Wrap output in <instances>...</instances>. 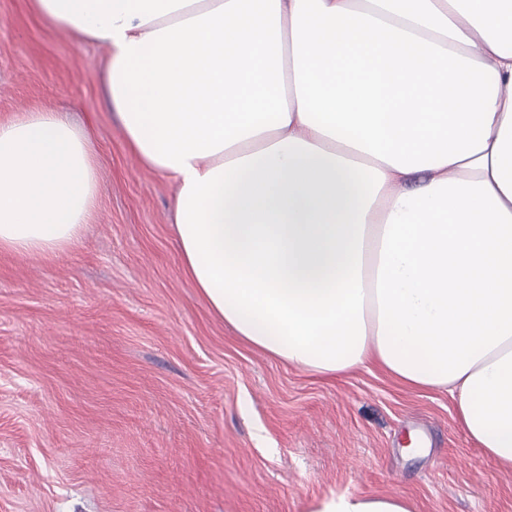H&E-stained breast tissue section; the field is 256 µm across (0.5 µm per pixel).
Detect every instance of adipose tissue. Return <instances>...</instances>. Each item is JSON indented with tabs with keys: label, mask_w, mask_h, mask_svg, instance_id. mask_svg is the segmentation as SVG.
<instances>
[{
	"label": "adipose tissue",
	"mask_w": 512,
	"mask_h": 512,
	"mask_svg": "<svg viewBox=\"0 0 512 512\" xmlns=\"http://www.w3.org/2000/svg\"><path fill=\"white\" fill-rule=\"evenodd\" d=\"M107 52L127 142L173 181L192 285L271 358L444 389L512 469V0H32ZM97 203L90 132L0 121V253ZM310 512H416L339 494Z\"/></svg>",
	"instance_id": "1"
}]
</instances>
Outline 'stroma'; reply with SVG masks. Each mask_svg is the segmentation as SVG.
<instances>
[{"label":"stroma","mask_w":512,"mask_h":512,"mask_svg":"<svg viewBox=\"0 0 512 512\" xmlns=\"http://www.w3.org/2000/svg\"><path fill=\"white\" fill-rule=\"evenodd\" d=\"M101 47L0 0V121L92 127L98 206L52 258L0 254V512H309L401 493L512 512V471L443 390L377 367L325 379L241 341L182 270L176 188L130 151Z\"/></svg>","instance_id":"35a3bbf8"}]
</instances>
